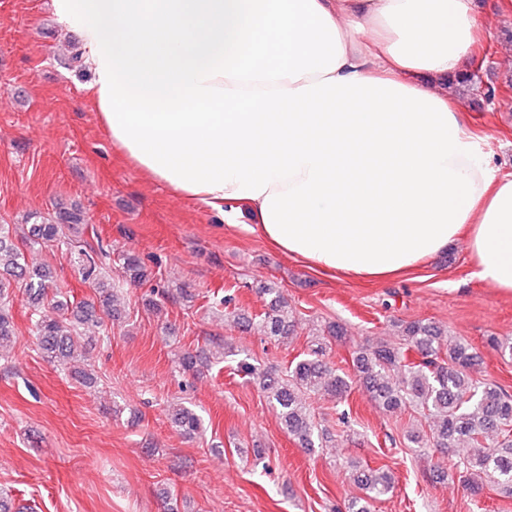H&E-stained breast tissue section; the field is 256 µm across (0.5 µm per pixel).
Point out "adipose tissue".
Returning a JSON list of instances; mask_svg holds the SVG:
<instances>
[{"instance_id":"adipose-tissue-1","label":"adipose tissue","mask_w":512,"mask_h":512,"mask_svg":"<svg viewBox=\"0 0 512 512\" xmlns=\"http://www.w3.org/2000/svg\"><path fill=\"white\" fill-rule=\"evenodd\" d=\"M124 158L329 276H402L464 239L512 296V173L449 78L477 0H53ZM345 102L349 111L337 112Z\"/></svg>"}]
</instances>
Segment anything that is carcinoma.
<instances>
[{"label":"carcinoma","mask_w":512,"mask_h":512,"mask_svg":"<svg viewBox=\"0 0 512 512\" xmlns=\"http://www.w3.org/2000/svg\"><path fill=\"white\" fill-rule=\"evenodd\" d=\"M85 216L77 208L59 210L55 217L26 225L0 224V358L16 340L11 307L16 292L24 294L38 312L34 336L44 359L55 366H67L86 357L80 326L100 324L104 318L118 320L122 312L119 288L112 268L103 266L96 248L83 242ZM54 249L65 246L74 254L83 282L94 290V299L77 303L62 297L52 285L46 268L31 269L24 264L21 247ZM118 276L130 284H142L151 271L136 254H117ZM265 297L259 315L232 312L237 324L252 328L277 344L285 343L294 332V316L280 289L271 285L258 288ZM399 342H379L363 348L352 359L355 379L333 372L323 361L326 348L313 345L303 358L288 368H260L242 358L237 365L256 380L268 402L275 408L280 424L301 448L312 451L323 447L315 414L307 405L312 394H323L340 402L352 390L360 389L384 411L420 415L406 440L426 455L434 448L451 459L448 470L435 467L436 479L458 482L469 494L475 508L490 485L504 497L512 496V395L486 383L476 375L480 355L465 340L445 341L444 330L432 322L413 321L400 326ZM207 361L186 351L178 356L183 371H200ZM171 421L188 437L203 432L197 412L186 406L175 409ZM350 478L363 491L344 501V512H372L374 502L394 487L392 474L385 470L351 465Z\"/></svg>","instance_id":"obj_1"}]
</instances>
